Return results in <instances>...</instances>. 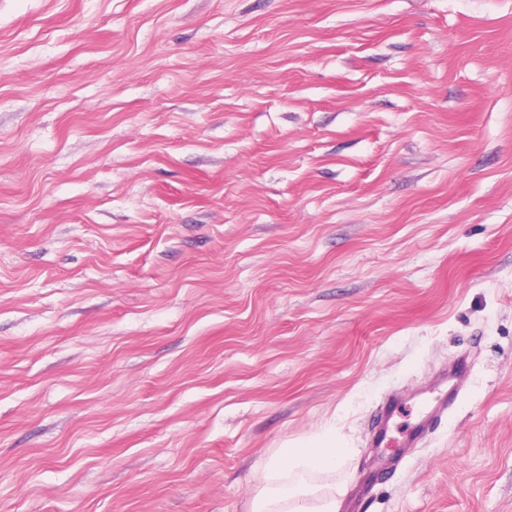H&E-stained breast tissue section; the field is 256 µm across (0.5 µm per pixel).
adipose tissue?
Instances as JSON below:
<instances>
[{
	"label": "adipose tissue",
	"instance_id": "1",
	"mask_svg": "<svg viewBox=\"0 0 512 512\" xmlns=\"http://www.w3.org/2000/svg\"><path fill=\"white\" fill-rule=\"evenodd\" d=\"M349 453L330 430L278 449L258 478L254 512H337L340 489L313 477L335 471Z\"/></svg>",
	"mask_w": 512,
	"mask_h": 512
}]
</instances>
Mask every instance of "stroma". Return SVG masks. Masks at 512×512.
Instances as JSON below:
<instances>
[{"instance_id":"35a3bbf8","label":"stroma","mask_w":512,"mask_h":512,"mask_svg":"<svg viewBox=\"0 0 512 512\" xmlns=\"http://www.w3.org/2000/svg\"><path fill=\"white\" fill-rule=\"evenodd\" d=\"M329 427L357 512H512V0H0V512H252ZM457 387L455 376L452 373L445 372L435 385V388L439 391L438 395L434 396L430 402L421 403L418 418L412 429L401 440H397L394 445L389 439V431L394 427L399 402L397 400L387 401L377 414L376 428L370 436L368 447L403 448V453L406 448H416L418 441L430 425L448 413V400L457 394Z\"/></svg>"}]
</instances>
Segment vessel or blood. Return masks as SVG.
Listing matches in <instances>:
<instances>
[{
  "mask_svg": "<svg viewBox=\"0 0 512 512\" xmlns=\"http://www.w3.org/2000/svg\"><path fill=\"white\" fill-rule=\"evenodd\" d=\"M438 393L432 400L423 402L418 418L412 429L398 442H391L389 432L395 424L397 401H387L379 410L376 417V428L373 431L368 445L372 448H387L390 445L406 449L416 447L418 441L428 430L431 424L440 420L448 412V402L457 393V383L451 373H444L437 384Z\"/></svg>",
  "mask_w": 512,
  "mask_h": 512,
  "instance_id": "b4317fda",
  "label": "vessel or blood"
}]
</instances>
